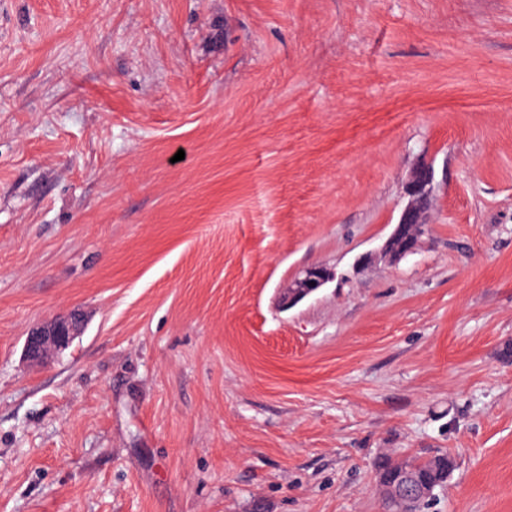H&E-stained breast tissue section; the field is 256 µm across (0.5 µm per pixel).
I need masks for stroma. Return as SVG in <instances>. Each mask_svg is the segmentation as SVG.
Returning a JSON list of instances; mask_svg holds the SVG:
<instances>
[{"mask_svg":"<svg viewBox=\"0 0 512 512\" xmlns=\"http://www.w3.org/2000/svg\"><path fill=\"white\" fill-rule=\"evenodd\" d=\"M441 450L427 512H512V0H0V512H384ZM433 182L434 172L428 165L417 168L408 181L406 193L410 201L384 244V251L390 258L402 259L417 252L420 239L412 229L422 231L426 224ZM333 273L323 265L312 266L305 270L302 278L295 281L293 289L284 299V305L296 304L308 295L316 292L332 278ZM315 282V285H311ZM84 317L79 310L67 316L39 324L31 329L24 343V354L33 362H44L53 354L58 356L81 335ZM455 466V458L447 452L436 454L424 460L415 457L393 459L384 456L376 463L375 470L381 492L383 486L401 476L403 472L410 471L416 475L420 484L432 495L436 488H442L448 483V477L451 476Z\"/></svg>","mask_w":512,"mask_h":512,"instance_id":"obj_1","label":"stroma"}]
</instances>
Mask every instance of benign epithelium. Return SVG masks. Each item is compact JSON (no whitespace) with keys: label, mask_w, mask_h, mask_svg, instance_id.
<instances>
[{"label":"benign epithelium","mask_w":512,"mask_h":512,"mask_svg":"<svg viewBox=\"0 0 512 512\" xmlns=\"http://www.w3.org/2000/svg\"><path fill=\"white\" fill-rule=\"evenodd\" d=\"M434 172L428 165L417 168L406 185L410 201L401 212L397 224L384 244V251L393 259H402L417 252L420 239L412 229L423 230L433 193ZM323 265L305 270L284 299L291 306L316 292L332 278ZM84 328L83 314L74 310L67 316L39 324L31 329L24 343V354L33 362H44L50 355H59L70 347Z\"/></svg>","instance_id":"benign-epithelium-1"}]
</instances>
